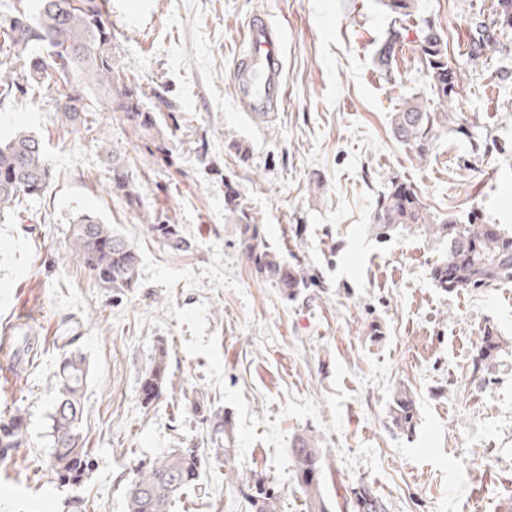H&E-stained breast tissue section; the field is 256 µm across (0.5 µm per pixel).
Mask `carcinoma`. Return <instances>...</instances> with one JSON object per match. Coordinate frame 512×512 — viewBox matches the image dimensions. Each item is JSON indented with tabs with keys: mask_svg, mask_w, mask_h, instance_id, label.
<instances>
[{
	"mask_svg": "<svg viewBox=\"0 0 512 512\" xmlns=\"http://www.w3.org/2000/svg\"><path fill=\"white\" fill-rule=\"evenodd\" d=\"M107 0H40L38 13L30 16L18 11L0 23V96L15 90L34 87L53 78L63 82L62 111L71 130L85 125L90 111L87 90L95 87L105 92L110 108L123 113L125 121L137 136L153 145L150 154L156 165L170 167L171 150L163 121L173 117V103L154 87L146 88L119 69L114 59L112 27L104 19ZM384 8L402 21L416 10V0H381ZM512 0H498L490 17H476L471 22L469 58L484 62L505 47L512 35ZM404 37L395 28L378 50V64L389 70ZM420 63L428 78L429 95L439 104L451 103L463 83L461 71L448 60V38L443 31L425 22L418 31ZM43 43L51 52L48 58H32L30 45ZM154 99V110L144 107V100ZM455 122L451 110L435 111L417 98L405 100L391 116V131L397 141L407 146L420 159L432 148L437 133ZM101 153L112 169L110 193L134 209L142 207L148 185L130 174L126 157L101 146ZM53 178L52 167L43 143L34 135L20 130L6 141H0V206L10 207L22 197L40 195ZM233 180L224 177V206L233 215L242 255L252 263L267 282L290 297L305 288L309 279L300 263L290 264L282 253L271 247L263 224L241 200ZM148 234L175 251H187L191 241L183 228L170 220L142 214ZM374 223L384 234L400 225H408L429 237L448 241V251L431 269V279L445 292L488 288L512 282V234L498 224H458L451 216H436L419 199L415 189L399 180L392 182L378 198ZM66 258L83 264L103 285L117 293L138 287L139 253L110 224L83 215L70 229ZM60 336L62 351L56 391L52 402L50 436L55 452L50 470L59 480L79 484L90 467L89 449L81 429L84 396L90 368L81 349L83 323L65 321ZM505 351L500 337L487 330L480 337L473 361V371L484 372ZM141 403L149 407L163 394L175 389L168 366V350L164 344L156 348L152 365L141 375ZM189 406L205 424L207 437L190 441L152 459L138 463L129 479L126 512H172L177 501L188 491L202 493L203 476L210 462L224 460L230 464V422L224 408L216 407L199 392H194ZM393 420L410 429L414 405L409 393H395L391 405ZM27 423L16 410L0 419V461L27 447ZM290 453L294 460L296 482L303 494L305 512H329L322 493L321 476L324 461L316 437L304 432L294 436ZM249 512H280L277 497L255 481L245 493ZM353 512H386L384 502L368 487L355 493Z\"/></svg>",
	"mask_w": 512,
	"mask_h": 512,
	"instance_id": "1",
	"label": "carcinoma"
}]
</instances>
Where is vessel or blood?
<instances>
[{
    "mask_svg": "<svg viewBox=\"0 0 512 512\" xmlns=\"http://www.w3.org/2000/svg\"><path fill=\"white\" fill-rule=\"evenodd\" d=\"M282 30L264 19L252 20L235 71L241 111L262 117L277 111L285 97L281 48Z\"/></svg>",
    "mask_w": 512,
    "mask_h": 512,
    "instance_id": "b4317fda",
    "label": "vessel or blood"
}]
</instances>
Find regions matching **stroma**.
<instances>
[{"label": "stroma", "mask_w": 512, "mask_h": 512, "mask_svg": "<svg viewBox=\"0 0 512 512\" xmlns=\"http://www.w3.org/2000/svg\"><path fill=\"white\" fill-rule=\"evenodd\" d=\"M496 2L418 0L391 82L375 57L394 18L378 0H109L117 65L176 104L174 164L159 170L101 91L72 134L63 84L0 100V140L26 128L54 170L43 195L0 211V333L25 324L37 350L29 365L0 350V413L22 410L28 440L0 462V512H62L75 494L87 512H125L139 461L205 434L182 394L149 408L139 399L161 341L175 378L222 406L234 432L230 465L210 466L205 496L184 494L174 512H248L240 482L259 477L281 512H305L289 448L307 430L323 451L331 512H349L366 485L386 512H512V355L472 369L485 330L512 345V282L443 292L430 278L442 243L402 226L382 239L373 227L377 199L399 179L434 214L512 233V83L497 77L512 68V41L482 65L466 55L471 16ZM257 16L286 38V97L262 122L239 110L234 92L241 36ZM426 19L444 31L466 77L453 105L457 129L439 132L420 159L394 138L390 117L402 100L428 94L416 46ZM231 136L249 145L248 160L227 150ZM105 142L155 182L144 208L181 224L188 251L157 243L108 193ZM224 173L267 241L285 259L299 257L311 284L296 298L242 256ZM84 214L137 245L138 288L116 294L77 261L60 264ZM89 314L82 429L92 466L80 486H65L49 465L54 340L64 318ZM403 388L415 407L407 432L390 413Z\"/></svg>", "instance_id": "obj_1"}]
</instances>
